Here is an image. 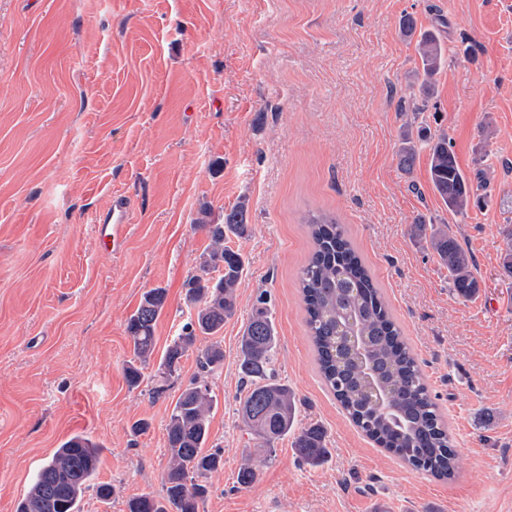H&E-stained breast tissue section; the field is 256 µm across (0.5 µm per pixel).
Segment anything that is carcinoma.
Returning a JSON list of instances; mask_svg holds the SVG:
<instances>
[{
    "mask_svg": "<svg viewBox=\"0 0 512 512\" xmlns=\"http://www.w3.org/2000/svg\"><path fill=\"white\" fill-rule=\"evenodd\" d=\"M401 33L416 38L418 66L415 78L423 94H430L434 77L445 63L439 33H416V22L406 16ZM429 150V181L435 193L454 215L467 214L472 198L470 179L460 167L445 135L429 127L408 123L397 151L398 165L410 175L420 146ZM313 249L300 271V288L306 323L319 373L349 420L381 448L395 454L412 469L438 479H451L460 467V453L431 396L426 377L402 331L393 319L371 273L336 219L312 213L306 220ZM209 239L202 274L186 283V299L194 315L180 329L159 364L164 380L179 374L182 359L197 350L198 375L181 392L171 411L167 431L168 464L162 480L166 496L132 500L129 512H199L208 488L202 478L223 467L217 450H206L214 395L207 377L224 362V349L213 342L196 349L200 336L216 337L235 315L236 291L244 270L240 252L228 246L231 238L250 231L247 206L241 202L224 212L220 224L203 225ZM415 237L427 239L432 251L448 268L449 287L464 298L475 295L480 283L472 255L457 241L446 224H430L419 217L410 225ZM220 272L216 279L209 271ZM166 290L146 291L127 322L133 358L126 377L135 386L149 364L156 346L155 327L166 302ZM364 337L367 359L380 377L386 408L378 406L366 382L365 360L349 336ZM277 332L267 299L257 298L239 341V372L245 397L240 417L248 433L271 448L279 439L293 436L296 454L317 467L326 461L325 434L318 426L296 429L297 400L288 385L277 379L275 355ZM100 461L92 442L79 435L65 441L38 471L32 486L19 502L17 512H77L90 488L103 501L112 498V486L94 483ZM257 464L243 459L238 483L251 484Z\"/></svg>",
    "mask_w": 512,
    "mask_h": 512,
    "instance_id": "cac0c4a2",
    "label": "carcinoma"
}]
</instances>
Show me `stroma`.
Here are the masks:
<instances>
[{
    "mask_svg": "<svg viewBox=\"0 0 512 512\" xmlns=\"http://www.w3.org/2000/svg\"><path fill=\"white\" fill-rule=\"evenodd\" d=\"M407 14L446 50L420 119L479 187L463 220L432 189L428 149L412 175L398 167L397 104L418 65ZM116 193L135 221L107 255L94 220ZM241 202L245 269L208 378L206 447L224 466L199 512H512V0H0V512L75 435L99 446L96 479L114 489L87 491L79 512L164 498L166 427L198 368L185 357L165 382L158 366L193 311L205 225ZM317 210L344 225L419 356L462 457L452 480L379 448L321 379L299 288ZM419 216L474 256L476 298L455 296L411 236ZM152 288L166 304L132 387L127 320ZM262 293L297 425L325 433L318 467L288 437L257 447L239 416L238 343ZM248 454L264 463L241 488Z\"/></svg>",
    "mask_w": 512,
    "mask_h": 512,
    "instance_id": "1",
    "label": "stroma"
}]
</instances>
